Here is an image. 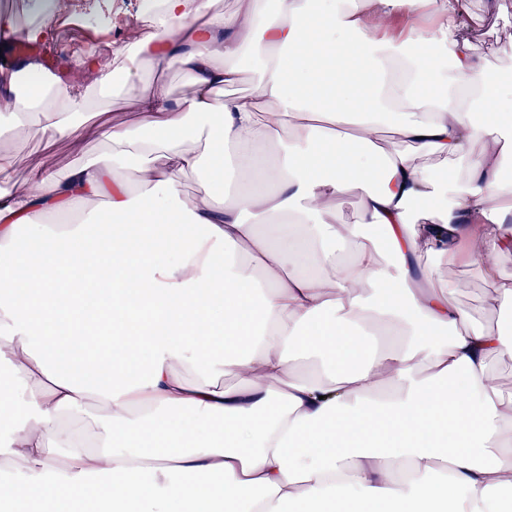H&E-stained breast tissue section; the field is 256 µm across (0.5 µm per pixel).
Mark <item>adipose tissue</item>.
I'll return each mask as SVG.
<instances>
[{"instance_id": "ef3b65f1", "label": "adipose tissue", "mask_w": 512, "mask_h": 512, "mask_svg": "<svg viewBox=\"0 0 512 512\" xmlns=\"http://www.w3.org/2000/svg\"><path fill=\"white\" fill-rule=\"evenodd\" d=\"M143 0L115 49L175 69L188 94L93 54L73 95L41 59L0 71V128L50 142L113 91L137 121L101 120L109 152L64 170L0 168V390L14 512H512V396L490 369L512 334L433 287V255L479 260L512 311V81L464 32L470 0ZM250 94H226L241 58ZM432 93H424V84ZM393 136L379 143V124ZM272 142L265 161L249 146ZM466 159L465 177L426 157ZM250 184L226 197L231 167ZM130 167L135 182L118 176ZM204 176L209 197H182ZM22 180L25 188L8 189ZM139 193H132V185ZM360 195L357 223L335 200ZM106 201L98 235L38 223ZM426 200L431 213L415 217ZM336 264V278L316 266ZM27 277L16 282L15 273ZM226 373L235 383L219 385ZM98 406L94 435L69 425Z\"/></svg>"}]
</instances>
